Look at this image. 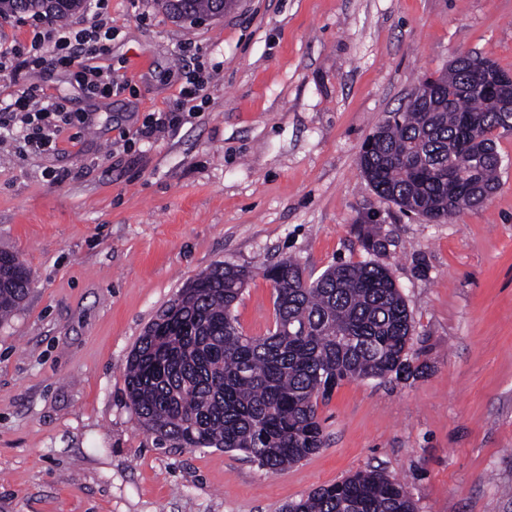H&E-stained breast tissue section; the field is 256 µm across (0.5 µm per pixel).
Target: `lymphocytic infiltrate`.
<instances>
[{
  "label": "lymphocytic infiltrate",
  "instance_id": "f902f5d3",
  "mask_svg": "<svg viewBox=\"0 0 512 512\" xmlns=\"http://www.w3.org/2000/svg\"><path fill=\"white\" fill-rule=\"evenodd\" d=\"M116 31L105 18L87 28L54 24L35 31L28 50L11 42L0 43V78L8 80L10 90L0 99V135L19 132L23 143L39 153L57 149V136L64 126L86 124V117H75L64 99L38 93L25 83L26 75L40 70L45 57L44 46H52L53 59L62 68L72 70L75 82L91 96L109 98L122 93L126 80L92 66L93 54L104 52ZM211 75L204 63H196L180 90L181 99L163 117L147 115L138 131L140 139H149L163 128L178 127L186 116L198 112L199 100L205 99Z\"/></svg>",
  "mask_w": 512,
  "mask_h": 512
}]
</instances>
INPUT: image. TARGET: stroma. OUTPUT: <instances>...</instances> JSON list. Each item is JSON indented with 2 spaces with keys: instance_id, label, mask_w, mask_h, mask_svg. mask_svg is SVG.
<instances>
[{
  "instance_id": "1",
  "label": "stroma",
  "mask_w": 512,
  "mask_h": 512,
  "mask_svg": "<svg viewBox=\"0 0 512 512\" xmlns=\"http://www.w3.org/2000/svg\"><path fill=\"white\" fill-rule=\"evenodd\" d=\"M117 34L96 65L129 92L86 97L46 62L31 81L89 115L58 150L0 146V250L30 269L0 320V512H282L378 469L417 512H512V130L499 187L448 222L406 214L359 167L366 138L458 54L512 75V0H234L174 22L156 0H105ZM204 61L208 102L127 146ZM384 250L362 244L366 232ZM319 277L385 264L414 318L409 377L347 380L320 403L325 445L280 471L241 452L156 445L126 361L179 290L216 263L253 270L245 333L274 325L260 263Z\"/></svg>"
}]
</instances>
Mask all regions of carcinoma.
I'll use <instances>...</instances> for the list:
<instances>
[{"mask_svg": "<svg viewBox=\"0 0 512 512\" xmlns=\"http://www.w3.org/2000/svg\"><path fill=\"white\" fill-rule=\"evenodd\" d=\"M502 74L468 54L419 87L424 102L391 113L361 149L374 190L433 221L484 204L501 168L495 131L512 129L493 91ZM260 273L275 291L267 335L245 334L234 315L254 273L216 264L181 289L172 315L162 312L132 350L127 396L157 444L241 451L280 470L322 449L318 403L341 382L410 368L413 318L385 265L340 263L311 280L286 257ZM31 284L18 255L1 250L0 318ZM285 512H415V504L403 483L373 470L322 486Z\"/></svg>", "mask_w": 512, "mask_h": 512, "instance_id": "obj_1", "label": "carcinoma"}]
</instances>
